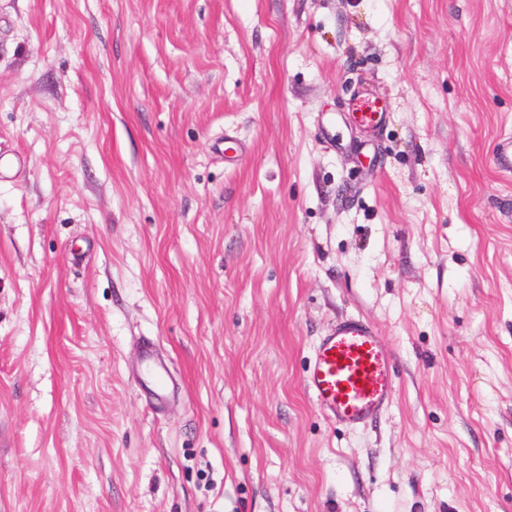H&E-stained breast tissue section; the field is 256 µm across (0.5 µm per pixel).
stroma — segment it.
<instances>
[{"label": "stroma", "mask_w": 512, "mask_h": 512, "mask_svg": "<svg viewBox=\"0 0 512 512\" xmlns=\"http://www.w3.org/2000/svg\"><path fill=\"white\" fill-rule=\"evenodd\" d=\"M509 136L512 0H0V512H512ZM393 362V351L373 322L342 319L315 347L306 390L323 414L352 428L364 426L391 402L387 374ZM138 375L141 383L152 392L157 402L170 397L172 389L168 370L158 359L151 339L143 340L140 345Z\"/></svg>", "instance_id": "stroma-1"}]
</instances>
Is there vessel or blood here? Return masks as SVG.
I'll use <instances>...</instances> for the list:
<instances>
[{
	"label": "vessel or blood",
	"mask_w": 512,
	"mask_h": 512,
	"mask_svg": "<svg viewBox=\"0 0 512 512\" xmlns=\"http://www.w3.org/2000/svg\"><path fill=\"white\" fill-rule=\"evenodd\" d=\"M393 362V351L373 322L342 319L315 347L305 374L306 390L323 414L357 428L390 404L393 385L387 374ZM138 375L156 401L170 397L168 370L152 340L140 345Z\"/></svg>",
	"instance_id": "obj_1"
}]
</instances>
